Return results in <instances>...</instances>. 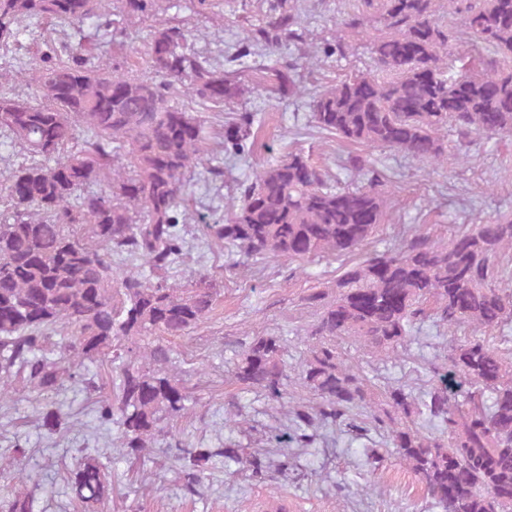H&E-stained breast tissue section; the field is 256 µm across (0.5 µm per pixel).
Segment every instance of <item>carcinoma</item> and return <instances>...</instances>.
<instances>
[{"label": "carcinoma", "mask_w": 512, "mask_h": 512, "mask_svg": "<svg viewBox=\"0 0 512 512\" xmlns=\"http://www.w3.org/2000/svg\"><path fill=\"white\" fill-rule=\"evenodd\" d=\"M158 0H121L107 27L124 29L154 15ZM269 14L254 26L251 51L277 52L292 45L298 56L283 69L252 67V82L272 94L301 96L296 66L316 67L324 58L354 50L370 27L374 68L315 92L311 121L320 131L352 146L391 148L439 169L448 165L445 131L458 142L474 135H512V0H448L455 22L444 27L440 0H363L372 12L344 18L336 39L306 48L291 0H270ZM96 0H0V42L15 37L22 21L65 29L94 14ZM62 60L35 71L38 101L0 94V133L17 141L35 161L0 182V197L13 211L0 223V401L10 398L13 379L53 388L74 360L111 358L119 383L115 399L99 401L98 418L117 421L126 455L142 457L148 442L164 433L190 396L178 372L168 367L170 348L159 341L140 353L141 336H182L207 317L220 289L210 272L191 287L174 288L167 273L183 255L177 227L185 173L207 165L202 120L168 104L182 88L214 106L251 92L236 71L221 70L194 49L179 27L150 34L151 67L162 80L130 79L91 63L82 44L66 43ZM86 127L66 154L72 125ZM256 120L245 117L224 132V150L249 153L258 139ZM342 165L349 185L332 179L300 152L256 171L237 188L222 224H204L206 234L254 262L343 255L369 240L383 223L389 191L369 153L348 152ZM109 181V188L90 186ZM83 224L91 247L69 231ZM149 267L153 279L129 271L112 300V257ZM336 298L313 292L322 306L309 332L322 338L298 368L297 380L312 400L296 402L288 391L287 339L256 336L230 362L232 377L286 409V439L305 448L323 428L348 430L395 450L421 484L437 512H512V361L482 332L512 322V214L482 221L444 242L416 228L397 247L375 251L344 268ZM433 319L450 335L462 327L472 336L451 341L442 387L423 397L407 384L387 389L385 416L366 399L360 379L336 345L323 337H350L397 356L417 324ZM72 337L47 357L57 328ZM418 413L435 431L408 424ZM215 458L236 459L249 478L288 472L283 457L273 463L259 451L196 448L182 458L179 478L188 493L201 484L203 466ZM106 474L91 457L80 460L71 489L83 512H95L105 495Z\"/></svg>", "instance_id": "1"}]
</instances>
